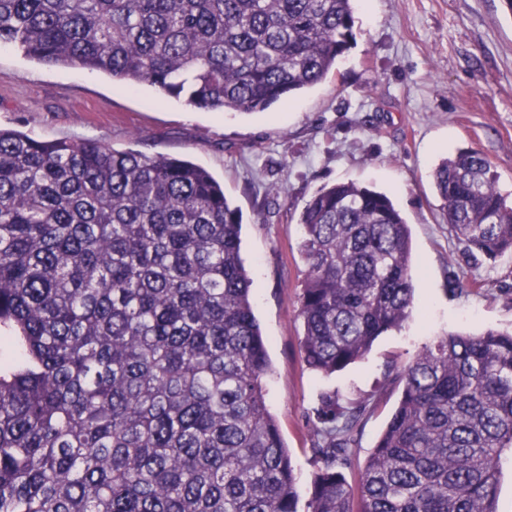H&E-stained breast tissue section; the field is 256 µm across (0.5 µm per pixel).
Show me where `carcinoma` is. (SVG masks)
<instances>
[{
	"mask_svg": "<svg viewBox=\"0 0 512 512\" xmlns=\"http://www.w3.org/2000/svg\"><path fill=\"white\" fill-rule=\"evenodd\" d=\"M355 42L354 0H0V47L196 109L264 112ZM434 182L467 250L512 252L479 151ZM299 224L301 351L328 376L411 317V239L355 182L320 189ZM241 228L191 161L0 128V512H298ZM388 382L401 395L358 512H497L512 333H449ZM369 411L322 397L307 512H353L344 470Z\"/></svg>",
	"mask_w": 512,
	"mask_h": 512,
	"instance_id": "obj_1",
	"label": "carcinoma"
}]
</instances>
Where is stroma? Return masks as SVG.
Wrapping results in <instances>:
<instances>
[{"instance_id":"1","label":"stroma","mask_w":512,"mask_h":512,"mask_svg":"<svg viewBox=\"0 0 512 512\" xmlns=\"http://www.w3.org/2000/svg\"><path fill=\"white\" fill-rule=\"evenodd\" d=\"M355 16L356 43L324 80L251 115L194 110L159 100L145 83L0 47L1 128L185 158L223 184L242 217L271 364L266 402L299 478L300 512L316 470L311 430L322 393L372 405L346 471L357 484L400 397L389 368L451 332L512 329V253L470 255L449 234L433 184L442 159L472 148L512 203V10L505 0H357ZM342 181L384 192L400 210L417 309L363 359L324 377L300 351L298 218L321 187Z\"/></svg>"}]
</instances>
